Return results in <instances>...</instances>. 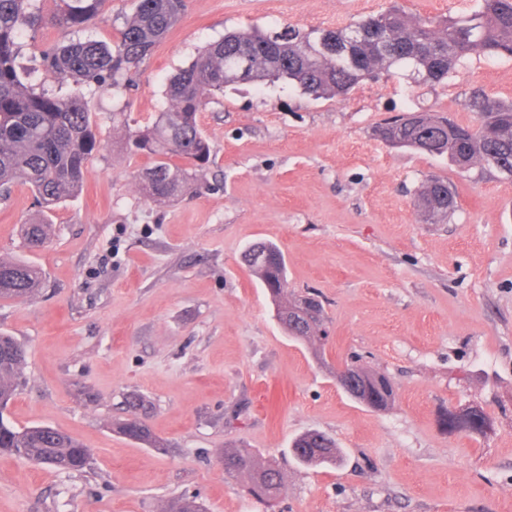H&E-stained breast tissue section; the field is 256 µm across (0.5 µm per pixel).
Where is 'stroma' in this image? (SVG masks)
Returning a JSON list of instances; mask_svg holds the SVG:
<instances>
[{
    "mask_svg": "<svg viewBox=\"0 0 512 512\" xmlns=\"http://www.w3.org/2000/svg\"><path fill=\"white\" fill-rule=\"evenodd\" d=\"M476 0H186L182 19L134 76L131 92L88 94L102 149L83 192L52 214L40 251L20 228L37 210L25 186L0 199V260L41 270L37 295L0 301V333L26 350L6 415L46 425L91 453L80 473L0 456V512H163L194 497L209 512H512V176L463 171L447 157L387 145L384 119L441 112L476 121L471 89L512 100V59L471 57L448 82L403 71L348 97L316 99L285 81L243 84L199 114L213 156L209 189L149 200L151 161L120 149L127 127L152 122L170 77L233 29L335 30L401 7L413 18L470 11ZM134 0H103L85 38L108 42ZM63 29L25 33L18 63L36 89L59 88L40 51ZM447 179L457 208L422 223L415 192ZM282 250L288 290L318 296L328 338L292 340L244 253ZM357 362L387 375L394 405L370 409L336 384ZM148 404L160 447L114 429L126 399ZM479 406L486 434L448 433L449 408ZM333 437L339 466L306 468L294 437ZM246 445L284 476L271 504L227 477L222 455Z\"/></svg>",
    "mask_w": 512,
    "mask_h": 512,
    "instance_id": "35a3bbf8",
    "label": "stroma"
}]
</instances>
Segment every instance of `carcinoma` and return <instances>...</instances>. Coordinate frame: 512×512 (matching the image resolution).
<instances>
[{"label":"carcinoma","instance_id":"1","mask_svg":"<svg viewBox=\"0 0 512 512\" xmlns=\"http://www.w3.org/2000/svg\"><path fill=\"white\" fill-rule=\"evenodd\" d=\"M102 0H56V10L44 13L43 0H0V196L15 185L34 193L40 217L22 227L30 250L50 242V216L68 199L78 196L90 160L101 147L97 121L85 103V88L127 89L132 74L149 57L185 11V0H136L134 12L108 44L72 40L41 50L47 67L72 89L62 95L37 92L17 71L19 37L23 30L44 25L82 31L97 15ZM512 58V0H479L477 7L445 19H411L394 6L337 30L313 37L294 27L273 36L238 29L209 45L166 88V107L152 125L132 130L124 112L112 113V124L126 127L124 147L145 153L152 166L142 174L144 190L156 202L175 200L193 188L201 192L198 177L211 161V145L198 123L207 97L239 83L262 84L286 79L314 97H346L364 80L395 66H405L428 83L448 80L467 58ZM465 108L478 123L463 124L448 117L396 115L374 129L377 138L393 146L446 156L464 170L477 162L494 168L512 167V101L473 90ZM448 181L431 177L416 192V208L426 224L448 221L455 206L448 205ZM245 260L265 286L278 322L291 338L305 343L321 341L325 309L310 294L288 293L285 258L272 242L249 247ZM41 270L24 259L0 260V300L25 299L38 291ZM25 363L23 347L11 336L0 335V455L22 457L62 472H80L90 451L81 442L43 425L18 428L3 416L20 385ZM357 370L361 392L354 399L374 410H386L395 401L389 378L364 365ZM454 429L482 434L488 417L482 410L448 412ZM126 437L154 445L157 440L145 421L131 411L117 425ZM292 454L300 465L316 468L341 461L336 441L319 432L297 437ZM224 473L249 482L259 502L275 499L283 487L282 471L273 461H261L245 446L224 451ZM165 512H205L194 498L171 499Z\"/></svg>","mask_w":512,"mask_h":512}]
</instances>
